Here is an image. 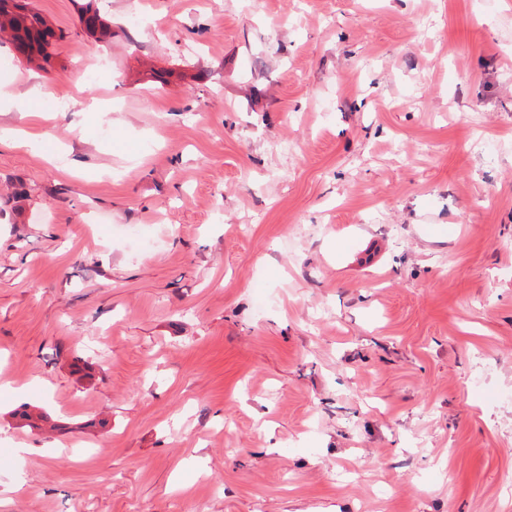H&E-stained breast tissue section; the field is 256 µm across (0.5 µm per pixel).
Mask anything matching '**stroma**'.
<instances>
[{
	"mask_svg": "<svg viewBox=\"0 0 512 512\" xmlns=\"http://www.w3.org/2000/svg\"><path fill=\"white\" fill-rule=\"evenodd\" d=\"M80 2L0 44V512H512V0ZM19 0H0V39H9L28 63L41 59L49 63V49L63 38V33L49 26L45 17Z\"/></svg>",
	"mask_w": 512,
	"mask_h": 512,
	"instance_id": "obj_1",
	"label": "stroma"
}]
</instances>
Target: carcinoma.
Returning a JSON list of instances; mask_svg holds the SVG:
<instances>
[{
    "label": "carcinoma",
    "instance_id": "obj_1",
    "mask_svg": "<svg viewBox=\"0 0 512 512\" xmlns=\"http://www.w3.org/2000/svg\"><path fill=\"white\" fill-rule=\"evenodd\" d=\"M79 20L91 35L101 31L108 34V28L100 23L90 3L81 4ZM8 39L15 50L27 62L42 60L50 62L49 49L63 38V33L48 25L47 20L28 3L17 4L15 0H0V39Z\"/></svg>",
    "mask_w": 512,
    "mask_h": 512
}]
</instances>
